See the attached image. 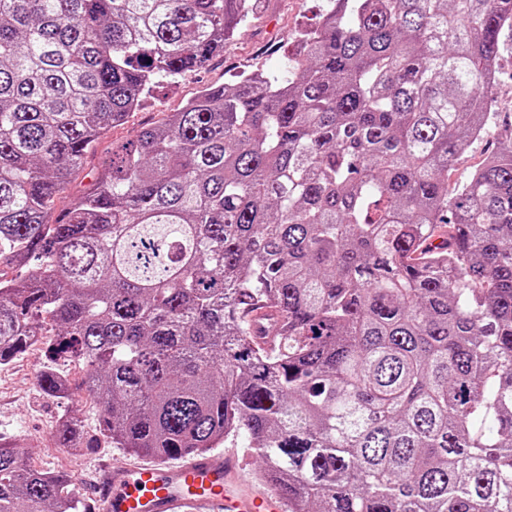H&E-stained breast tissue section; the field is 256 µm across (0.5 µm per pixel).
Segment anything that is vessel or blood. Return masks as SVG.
<instances>
[{
	"instance_id": "vessel-or-blood-1",
	"label": "vessel or blood",
	"mask_w": 512,
	"mask_h": 512,
	"mask_svg": "<svg viewBox=\"0 0 512 512\" xmlns=\"http://www.w3.org/2000/svg\"><path fill=\"white\" fill-rule=\"evenodd\" d=\"M240 468L224 454H190L176 464L153 462L105 470L95 491V512H281L268 489L251 497L231 483Z\"/></svg>"
}]
</instances>
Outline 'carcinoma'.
Masks as SVG:
<instances>
[{"label": "carcinoma", "mask_w": 512, "mask_h": 512, "mask_svg": "<svg viewBox=\"0 0 512 512\" xmlns=\"http://www.w3.org/2000/svg\"><path fill=\"white\" fill-rule=\"evenodd\" d=\"M255 5L0 0V364L43 337L41 391L135 455L245 437L283 512H512V132L448 190L498 130L512 0H328L280 71L204 88L52 218ZM83 509L0 440V512ZM512 90V35L511 31L505 32L502 37L501 55L498 65V77L495 87V102L502 100L509 102ZM491 142L492 140L486 138L483 141L473 143L471 147L463 153L456 167L448 173L449 190L464 182L471 170L481 163L487 154Z\"/></svg>", "instance_id": "carcinoma-1"}]
</instances>
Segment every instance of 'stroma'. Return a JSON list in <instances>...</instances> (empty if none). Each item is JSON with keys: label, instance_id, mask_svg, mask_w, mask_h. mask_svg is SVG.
Here are the masks:
<instances>
[{"label": "stroma", "instance_id": "1", "mask_svg": "<svg viewBox=\"0 0 512 512\" xmlns=\"http://www.w3.org/2000/svg\"><path fill=\"white\" fill-rule=\"evenodd\" d=\"M327 7V0H261L260 11L222 55L202 69L181 78L178 83L157 89L142 106L129 114L121 125L88 152L84 164L66 184L56 203L65 209L80 194L99 166L110 159L114 146L136 139L140 131L160 122L166 113L178 110L183 103L208 86H217L231 75L250 66L274 72L297 47L302 31L313 28ZM41 359L39 350L0 366V437L16 443L25 462L50 471L63 470L73 478H83V501L93 495V481L103 469L115 464H138L141 456L122 448L58 447L55 429L66 412L76 414L87 433L97 428L93 404L79 397L60 401L44 395L37 384Z\"/></svg>", "mask_w": 512, "mask_h": 512}]
</instances>
